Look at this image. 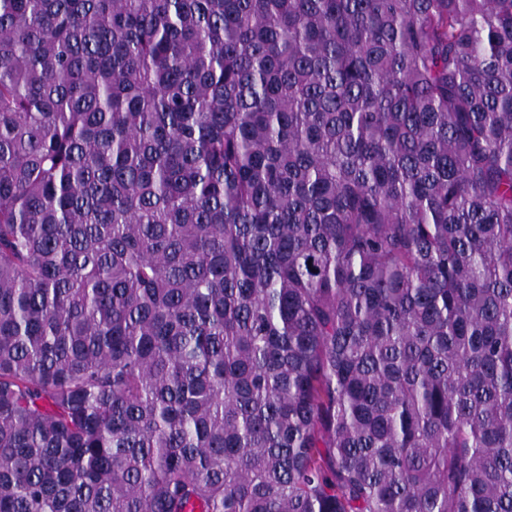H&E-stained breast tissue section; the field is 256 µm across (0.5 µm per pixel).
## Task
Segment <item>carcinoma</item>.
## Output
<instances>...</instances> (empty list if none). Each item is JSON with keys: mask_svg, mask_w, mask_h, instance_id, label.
Masks as SVG:
<instances>
[{"mask_svg": "<svg viewBox=\"0 0 512 512\" xmlns=\"http://www.w3.org/2000/svg\"><path fill=\"white\" fill-rule=\"evenodd\" d=\"M0 512H512V0H0Z\"/></svg>", "mask_w": 512, "mask_h": 512, "instance_id": "carcinoma-1", "label": "carcinoma"}]
</instances>
